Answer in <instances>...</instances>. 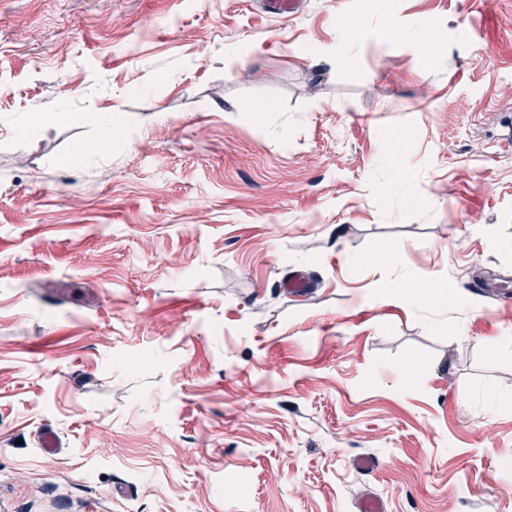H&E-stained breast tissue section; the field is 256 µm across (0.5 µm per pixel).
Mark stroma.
Segmentation results:
<instances>
[{
    "label": "stroma",
    "mask_w": 512,
    "mask_h": 512,
    "mask_svg": "<svg viewBox=\"0 0 512 512\" xmlns=\"http://www.w3.org/2000/svg\"><path fill=\"white\" fill-rule=\"evenodd\" d=\"M511 131L512 0H0V512H512Z\"/></svg>",
    "instance_id": "1"
}]
</instances>
